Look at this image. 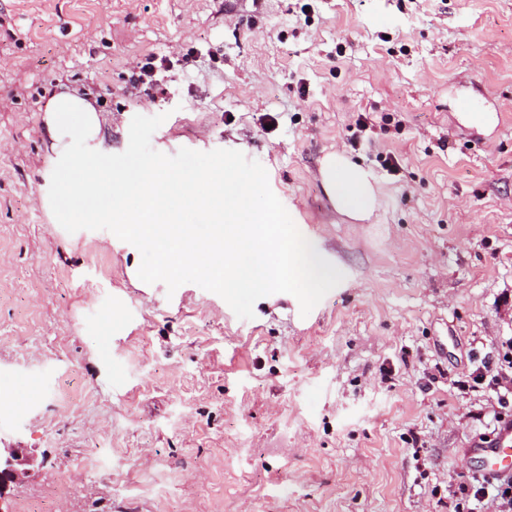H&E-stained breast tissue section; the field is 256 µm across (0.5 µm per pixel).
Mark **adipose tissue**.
Listing matches in <instances>:
<instances>
[{"label": "adipose tissue", "mask_w": 512, "mask_h": 512, "mask_svg": "<svg viewBox=\"0 0 512 512\" xmlns=\"http://www.w3.org/2000/svg\"><path fill=\"white\" fill-rule=\"evenodd\" d=\"M325 192L336 212L356 223L370 221L381 205V189L370 170L336 150L320 166Z\"/></svg>", "instance_id": "1"}]
</instances>
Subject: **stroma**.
Listing matches in <instances>:
<instances>
[{
	"label": "stroma",
	"instance_id": "35a3bbf8",
	"mask_svg": "<svg viewBox=\"0 0 512 512\" xmlns=\"http://www.w3.org/2000/svg\"><path fill=\"white\" fill-rule=\"evenodd\" d=\"M176 68L134 92L147 55ZM497 115L482 135L450 99ZM70 91L113 153L241 151L344 274L308 315L138 277L107 230L43 203V121ZM364 125H357V118ZM345 151L373 223L327 197ZM512 336V0H0V441L43 465L11 512H451L496 396L458 387ZM320 176L336 212L356 223L370 221L381 205V189L370 170L336 150L321 162Z\"/></svg>",
	"mask_w": 512,
	"mask_h": 512
}]
</instances>
